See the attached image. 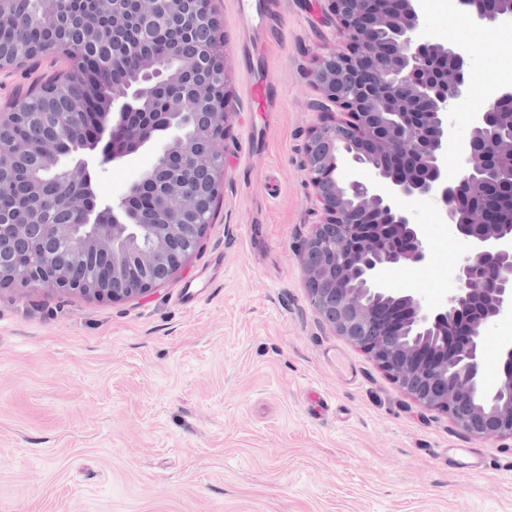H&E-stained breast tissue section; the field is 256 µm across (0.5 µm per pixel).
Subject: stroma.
I'll list each match as a JSON object with an SVG mask.
<instances>
[{"mask_svg":"<svg viewBox=\"0 0 512 512\" xmlns=\"http://www.w3.org/2000/svg\"><path fill=\"white\" fill-rule=\"evenodd\" d=\"M264 34L215 0L232 106L223 194L198 249L167 283L121 302L0 287V512H512V441L458 431L403 394L313 309L299 252L312 231L306 136L321 117L308 71L340 41L326 0H274ZM427 36L469 61L468 85L512 87V19L483 35L458 0H418ZM0 72V105L66 69ZM276 111L250 98L254 72ZM474 101L448 114V177ZM260 138H253V130ZM163 147L104 171L119 198ZM411 209L426 263L384 275L431 300L456 286L459 245L432 201ZM198 301L185 308L181 288ZM476 448L484 467L444 460Z\"/></svg>","mask_w":512,"mask_h":512,"instance_id":"35a3bbf8","label":"stroma"}]
</instances>
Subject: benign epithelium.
Wrapping results in <instances>:
<instances>
[{"instance_id":"obj_1","label":"benign epithelium","mask_w":512,"mask_h":512,"mask_svg":"<svg viewBox=\"0 0 512 512\" xmlns=\"http://www.w3.org/2000/svg\"><path fill=\"white\" fill-rule=\"evenodd\" d=\"M0 0V41L21 23L16 4ZM69 0H48L36 23L50 28ZM111 17L112 43L125 45L136 26L143 41L192 18L208 56L199 75L197 54L174 47L164 66L144 49L143 80L132 84L85 43L47 50L69 69L37 85L0 110V142L9 163L0 166V203L22 199L0 224V287L40 286L98 300L128 301L166 283L195 253L224 185L225 122L229 77L220 54L222 36L214 0H99ZM341 44L315 54L309 71L325 113L309 131L304 165L314 189L317 220L299 254L311 304L337 335L366 353L394 384L423 408L442 412L463 433L512 440V344L499 349L493 388L484 385V341L489 329L512 315V223L493 210L476 211L474 199L512 190V89L475 110L459 178L448 180V111L466 97L468 63L457 49L423 35L415 0H326ZM478 21L512 17V0H461ZM45 53V54H47ZM29 45L0 49V71L45 57ZM112 78L108 108L98 106L89 73ZM193 82L192 95L173 94L165 111L142 112L139 102L167 86ZM203 117L188 134H174L152 170L156 185L139 178L108 204L95 197L75 212L90 168L116 162L174 127L182 116ZM90 138L93 153L64 160L57 141ZM347 157L368 173L349 180ZM391 157L392 168L373 164ZM37 159L64 174L49 191L44 179L20 182L15 170ZM428 199L462 250L457 287L429 302L401 294L385 271L427 260L429 247L409 205Z\"/></svg>"}]
</instances>
